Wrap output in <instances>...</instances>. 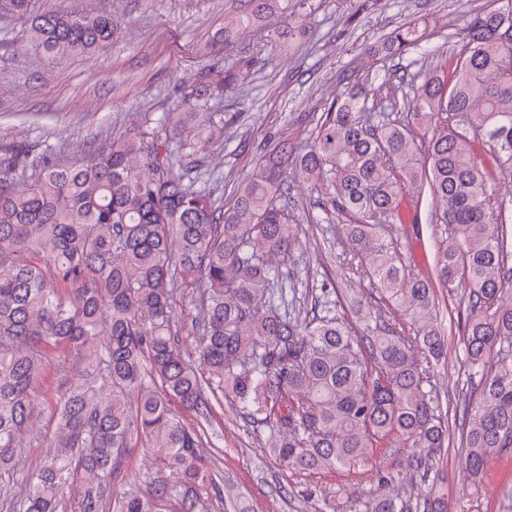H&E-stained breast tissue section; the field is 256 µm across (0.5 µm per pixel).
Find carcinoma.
<instances>
[{"label":"carcinoma","mask_w":512,"mask_h":512,"mask_svg":"<svg viewBox=\"0 0 512 512\" xmlns=\"http://www.w3.org/2000/svg\"><path fill=\"white\" fill-rule=\"evenodd\" d=\"M224 18V43L263 26L275 45L304 33L306 0H249ZM31 0H0L18 17L38 54L87 53L111 43L121 21L106 10L33 12ZM414 18L382 41L402 58L426 38ZM397 112L353 86L324 104L305 146L282 136L218 204L203 173L183 160L194 141L224 140V113L194 90L176 111L144 119L101 156L70 165L29 166L20 147L0 159V473L25 467L31 395L46 383V349L84 351L86 366L56 414L49 451L21 482L18 512H67L72 484L84 485L82 512H99L129 448L145 446L183 479L146 497L112 491L113 512H210L197 489L211 482L201 434L172 410L208 407L204 388L233 398L242 418L269 426L265 447L301 472L354 467L377 448L407 450L425 472L447 447L449 412L434 377L448 358L436 289L467 300L462 344L479 376L464 395L466 471L481 480L512 456V12L465 15L452 72L425 68ZM298 183L325 185L324 211L348 212L349 279L368 281L394 307L385 318L357 301L352 330L322 297L283 288L303 251L288 212ZM430 197L436 245L422 275L391 235L419 223L402 210L409 188ZM195 302L198 362L179 348L178 303ZM399 471L385 470L365 512H411L395 494Z\"/></svg>","instance_id":"carcinoma-1"}]
</instances>
